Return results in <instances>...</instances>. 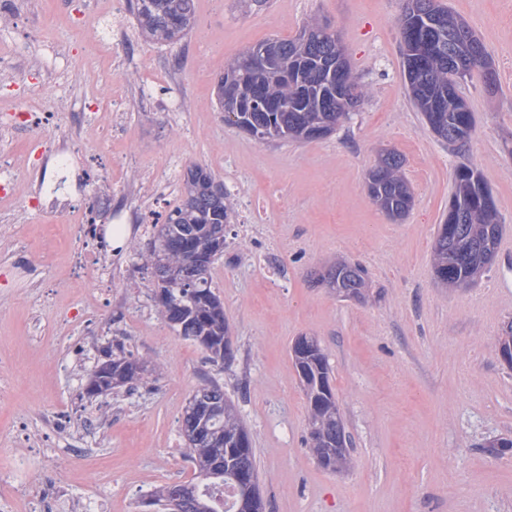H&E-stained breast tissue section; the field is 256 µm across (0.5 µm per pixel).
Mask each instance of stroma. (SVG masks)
Listing matches in <instances>:
<instances>
[{
  "instance_id": "35a3bbf8",
  "label": "stroma",
  "mask_w": 512,
  "mask_h": 512,
  "mask_svg": "<svg viewBox=\"0 0 512 512\" xmlns=\"http://www.w3.org/2000/svg\"><path fill=\"white\" fill-rule=\"evenodd\" d=\"M466 21L492 62L461 88L474 118L465 148L438 139L412 106L402 75L397 18L403 0H195L180 42L145 37L133 19L121 50L112 18L89 0H0V54L28 77L0 73V115L58 110L59 135L108 163L89 195L126 194L165 208L182 200L188 168L224 183L233 213L210 276L234 348L226 364L163 318L148 239L113 240L119 279L112 305L86 318L94 277L71 276L78 242L69 217L13 205L0 211V469L31 438L53 437L51 467L31 460V497L48 476L76 498L104 497L111 512H158L146 496L192 479L182 417L195 388L223 383L248 429L265 512H512V368L498 354L512 324V253L464 288L431 269L454 169L474 165L512 240V0H440ZM338 32L368 94L329 136L256 141L224 120L216 85L227 63L270 38L294 37L311 18ZM155 89L144 98L143 86ZM127 101L111 132L112 96ZM87 109L85 121L73 114ZM55 138L21 134L1 155L31 196L38 153ZM405 159L408 215L391 220L366 177L379 154ZM282 269L268 277L239 233L246 204ZM369 272L366 300L339 296L318 273L337 261ZM300 336L318 339L351 439L350 469L321 468L307 445L308 403L290 356ZM146 362L135 388L88 398V374L106 350Z\"/></svg>"
}]
</instances>
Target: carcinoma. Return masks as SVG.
I'll use <instances>...</instances> for the list:
<instances>
[{
  "instance_id": "cac0c4a2",
  "label": "carcinoma",
  "mask_w": 512,
  "mask_h": 512,
  "mask_svg": "<svg viewBox=\"0 0 512 512\" xmlns=\"http://www.w3.org/2000/svg\"><path fill=\"white\" fill-rule=\"evenodd\" d=\"M133 17L141 32L160 43L183 39L195 22V0H135ZM457 15L437 0H406L399 19L403 76L410 100L422 113L435 136L450 145L466 143L473 132V117L466 100L458 93L455 76L459 70L472 71L475 57L487 56L471 29L456 25ZM281 49L278 69L260 74L256 51L266 43ZM342 62L350 87L349 106L342 112L348 119L352 109L366 97L365 88L352 72L338 37L323 33L315 23L292 39L272 38L248 49L232 62L217 83L219 107H224L225 86L230 84L240 98L235 119L225 121L252 137L266 132L268 139L286 142L308 140L299 127L308 120L323 124L336 118L334 112H316L318 102L334 97L321 73ZM404 159L396 152L381 156L379 167L385 179L367 175L369 195L383 201V207L398 218L409 212L413 193L403 174ZM211 171L193 166L185 177L180 205L169 211L162 223L153 225L147 263L155 265L164 253L176 279L155 276L162 312L180 335L203 346L214 362L224 361L231 346L224 304L213 289L209 276L216 256L224 252L226 227L230 223L229 193L210 190ZM502 227L490 191L481 173L460 166L452 176L448 216L438 227L433 255L436 277L445 284L461 287L474 282L466 258L490 244L498 251ZM326 273L340 281L344 298H364L367 270L360 263H338ZM310 408L308 423L310 451L318 464L336 470L349 463L348 435L344 421L336 417V396L331 386L328 358L317 340H312L295 363ZM146 367L124 352L91 370L87 393L105 394L117 387L134 385ZM234 408L224 385L210 380L191 395L183 417V435L188 456L194 464L190 486L197 489L189 512H263L257 491H246L237 483L241 469L258 472L252 439L239 418L224 421V408ZM247 446L240 447L241 441ZM229 490L230 499L217 495Z\"/></svg>"
}]
</instances>
